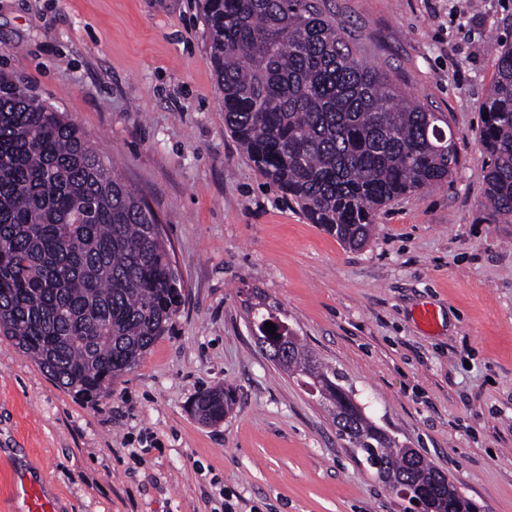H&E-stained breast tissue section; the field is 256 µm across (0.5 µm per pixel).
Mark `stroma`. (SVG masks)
Wrapping results in <instances>:
<instances>
[{
    "label": "stroma",
    "mask_w": 512,
    "mask_h": 512,
    "mask_svg": "<svg viewBox=\"0 0 512 512\" xmlns=\"http://www.w3.org/2000/svg\"><path fill=\"white\" fill-rule=\"evenodd\" d=\"M200 5L0 0V71L118 165L183 282L166 335L103 401L0 335V512H20L22 470L55 512H407L256 344L269 307L377 425L485 512H512V224L482 206L478 141L512 0H331L364 61L447 116L460 158L383 208L359 250L309 223L225 129ZM216 387L235 405L206 425L190 405Z\"/></svg>",
    "instance_id": "obj_1"
}]
</instances>
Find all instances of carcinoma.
Masks as SVG:
<instances>
[{
	"mask_svg": "<svg viewBox=\"0 0 512 512\" xmlns=\"http://www.w3.org/2000/svg\"><path fill=\"white\" fill-rule=\"evenodd\" d=\"M224 127L258 172L342 244L364 248L379 210L437 186L459 165L445 115L406 97L347 43L328 0H202ZM479 133L490 215L512 222V43L500 45ZM158 218L84 131L0 73V334L77 398L112 383L164 335L182 283ZM285 334L280 369L331 415L355 425L357 451L423 512H477L433 466L368 418L306 344ZM231 391H202L193 410L217 423Z\"/></svg>",
	"mask_w": 512,
	"mask_h": 512,
	"instance_id": "obj_1",
	"label": "carcinoma"
}]
</instances>
